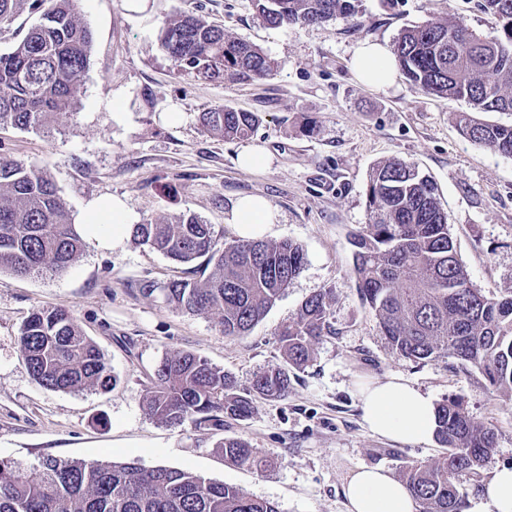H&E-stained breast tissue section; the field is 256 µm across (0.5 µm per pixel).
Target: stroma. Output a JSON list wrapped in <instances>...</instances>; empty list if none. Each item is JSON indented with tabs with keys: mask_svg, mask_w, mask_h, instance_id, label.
I'll return each mask as SVG.
<instances>
[{
	"mask_svg": "<svg viewBox=\"0 0 512 512\" xmlns=\"http://www.w3.org/2000/svg\"><path fill=\"white\" fill-rule=\"evenodd\" d=\"M77 11L94 32L90 67L76 85L77 111L59 115L48 131L0 128V156L45 170L76 225L88 203L119 197L140 223L193 213L230 241L236 233L227 218L237 199L264 196L277 213L270 240L297 242L306 260L263 320L237 338L224 336L212 317L169 306L162 287L194 278L192 266L132 239L113 252L87 240L82 255L57 273L0 274V461L35 473L50 458L135 459L235 485L281 512H345L350 471L380 466L397 477L442 452L434 440L382 438L363 421L359 379L397 375L435 403L459 399L497 432L479 477L459 478L467 500L477 498L496 467L512 465V399L455 359L392 352L361 299L351 239L370 220L373 165L414 164L438 186L473 287L494 298L512 295V157L464 137L458 116L469 109L465 101L433 95L401 73L387 91L373 90L351 61L364 43L392 46L402 29L428 21L459 20L490 35L494 21L481 0H357L353 18L279 28L262 23L252 0H78ZM184 11L259 47L276 63L274 75L233 85L178 73L158 33ZM219 106L260 113L247 141L221 140L202 126V113ZM171 112L179 121L168 120ZM247 142L266 149L268 167L238 168ZM149 283L155 291L148 296L142 288ZM327 289L335 295L333 333L291 371L287 398L255 400L248 419L225 422L220 432L146 416L142 401L166 353L198 354L249 387L254 373L282 362L279 326ZM42 307L73 313L118 376L115 387L60 392L34 381L18 337ZM225 436L245 439L272 467L258 474L226 465L215 448Z\"/></svg>",
	"mask_w": 512,
	"mask_h": 512,
	"instance_id": "stroma-1",
	"label": "stroma"
}]
</instances>
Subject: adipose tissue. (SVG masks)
I'll use <instances>...</instances> for the list:
<instances>
[{"instance_id":"1","label":"adipose tissue","mask_w":512,"mask_h":512,"mask_svg":"<svg viewBox=\"0 0 512 512\" xmlns=\"http://www.w3.org/2000/svg\"><path fill=\"white\" fill-rule=\"evenodd\" d=\"M353 68L371 88L383 91L393 82V60L381 44L360 47ZM137 221V214L116 197L108 204L91 203L84 228L101 247L118 250L124 247ZM228 222L239 238L262 239L270 233L275 213L266 198L244 196L234 204ZM359 408L369 429L381 437L424 443L435 434L433 399L399 377L362 383ZM343 495L346 512H415V502L403 483L381 467L354 471L343 485ZM471 512H512V466L492 472Z\"/></svg>"}]
</instances>
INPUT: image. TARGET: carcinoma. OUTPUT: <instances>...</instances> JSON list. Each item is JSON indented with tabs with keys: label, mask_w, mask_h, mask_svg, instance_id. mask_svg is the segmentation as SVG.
<instances>
[{
	"label": "carcinoma",
	"mask_w": 512,
	"mask_h": 512,
	"mask_svg": "<svg viewBox=\"0 0 512 512\" xmlns=\"http://www.w3.org/2000/svg\"><path fill=\"white\" fill-rule=\"evenodd\" d=\"M273 27L321 25L354 16V0H252ZM497 21L482 37L459 21L433 22L401 31L395 62L428 92L464 100L477 112H512V0H482ZM28 9L38 22L7 52H0V127L48 130L62 113L76 110L75 85L90 65L92 29L76 0H0V30ZM160 47L177 72L209 81L254 82L271 76L275 63L255 45L230 39L202 15L165 21ZM259 113L221 106L203 114L204 126L223 139L249 136ZM458 124L471 142L512 157V125L481 122L464 112ZM371 223L354 235V266L363 300L374 311L390 348L418 360L457 359L512 397V295L489 297L474 288L448 231L438 189L414 167L391 159L373 166L366 192ZM140 243L171 260L205 259L210 273L177 279L163 289L165 302L217 320L226 337L247 335L304 265L299 245L280 241L222 242L193 213L172 221L135 224ZM86 243L69 222L66 205L49 175L0 158V272L16 276L59 272ZM333 291L308 297L297 316L278 330L284 364L257 372L241 392L224 369L187 351L166 354L156 365L143 399L154 422L224 429L242 421L254 401L288 397L289 369L306 365L314 343L331 333ZM21 359L32 377L52 391L107 390L118 382L103 352L63 308H38L19 336ZM435 438L441 456L409 465L402 482L419 512H463L462 474L474 475L496 445L495 431L466 412L458 399L437 405ZM224 463L264 471L268 463L239 437L221 439ZM0 512H280L237 486L187 470L139 462L50 459L27 474L0 461Z\"/></svg>",
	"instance_id": "carcinoma-1"
}]
</instances>
